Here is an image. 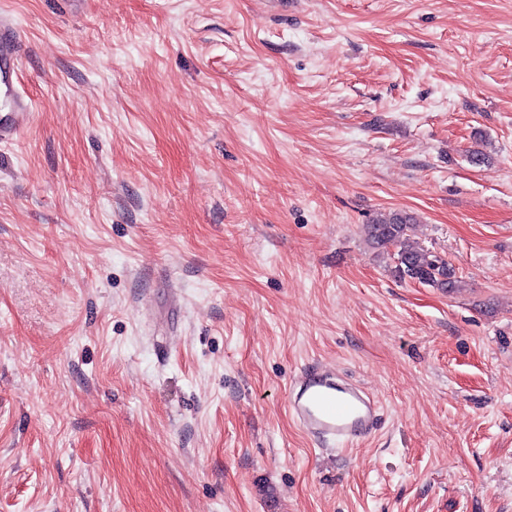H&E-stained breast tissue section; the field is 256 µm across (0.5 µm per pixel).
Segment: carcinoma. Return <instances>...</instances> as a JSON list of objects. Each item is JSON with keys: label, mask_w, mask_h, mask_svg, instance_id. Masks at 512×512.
<instances>
[{"label": "carcinoma", "mask_w": 512, "mask_h": 512, "mask_svg": "<svg viewBox=\"0 0 512 512\" xmlns=\"http://www.w3.org/2000/svg\"><path fill=\"white\" fill-rule=\"evenodd\" d=\"M415 218L403 211L380 215L365 225L367 240L376 248L387 250L396 276L441 290L457 287L455 270L438 254L425 249L411 238Z\"/></svg>", "instance_id": "1"}]
</instances>
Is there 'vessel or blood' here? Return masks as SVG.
Here are the masks:
<instances>
[{
    "instance_id": "b4317fda",
    "label": "vessel or blood",
    "mask_w": 512,
    "mask_h": 512,
    "mask_svg": "<svg viewBox=\"0 0 512 512\" xmlns=\"http://www.w3.org/2000/svg\"><path fill=\"white\" fill-rule=\"evenodd\" d=\"M21 35L14 21L0 13V143L12 141L31 122L33 105L14 87ZM288 413L311 438L322 443L351 444L373 435L380 425L376 398L346 375L322 366H306L291 384Z\"/></svg>"
}]
</instances>
